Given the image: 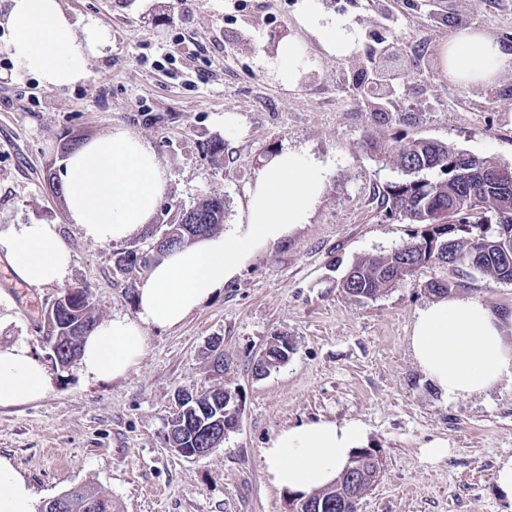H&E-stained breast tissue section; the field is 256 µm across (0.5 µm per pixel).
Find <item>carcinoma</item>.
Listing matches in <instances>:
<instances>
[{
	"mask_svg": "<svg viewBox=\"0 0 512 512\" xmlns=\"http://www.w3.org/2000/svg\"><path fill=\"white\" fill-rule=\"evenodd\" d=\"M401 168L411 178L395 182L385 189L390 212L422 229L400 247L379 255L357 258L342 276V290L361 300H374L429 264H455L454 270L467 275L471 259H477L479 272L504 283H512V165L467 153L443 142L417 139L395 145ZM225 202L220 195L210 196L191 208L182 209L176 221L158 225L169 235L171 247L187 244V235L195 224L209 226L215 234L224 224ZM71 310L58 312L56 325L46 336L56 342L57 362L66 366L80 355L81 344L74 340L82 327H92L95 318L88 289L74 291ZM235 394L222 385L214 391L211 412L204 421L224 415V403ZM186 416L178 414L169 422V434L182 448L207 447L205 429L183 427ZM365 475L349 479L340 476L319 490L332 507L325 512H355L359 501L379 480V464L365 465ZM73 507L90 497L96 512H115L112 498L92 485L67 492Z\"/></svg>",
	"mask_w": 512,
	"mask_h": 512,
	"instance_id": "1",
	"label": "carcinoma"
}]
</instances>
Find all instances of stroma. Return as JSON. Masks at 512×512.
Segmentation results:
<instances>
[{
    "mask_svg": "<svg viewBox=\"0 0 512 512\" xmlns=\"http://www.w3.org/2000/svg\"><path fill=\"white\" fill-rule=\"evenodd\" d=\"M81 22L110 36L89 80L61 91L11 77L0 26V232L50 224L68 247L64 284L0 287V347L25 344L46 366L50 386L35 402L0 406V456L44 502L83 484L111 496L118 512H288L289 496L269 482L262 448L283 429L330 420L360 423L382 460L377 484L358 512H512L494 481L512 456V381L445 399L421 373L408 336L431 300L428 283L451 278L426 265L372 301H356L339 281L353 260L387 253L416 232L389 211L388 184L403 180L398 139H432L512 165V66L497 86L466 96L438 67L450 28L436 24L432 0H322L324 14L358 29V58L376 57L395 74L390 111L407 121L373 122L344 61L311 47V65L294 91L271 70L278 43L306 38L301 0H61ZM469 22L512 43V0H451ZM238 119L235 133L225 115ZM125 126L153 145L167 171L154 219L219 194L225 226L238 223L262 161L283 147L327 164L321 203L306 224L258 252L224 288L179 326L150 328L146 348L114 381L61 367L44 329L48 307L70 287L90 290L96 321L134 316L132 288L145 268L115 270L116 252L151 243L87 240L57 194L71 141ZM222 140L224 164L202 153ZM457 294L512 312V283L465 277ZM288 337L286 364L255 375L254 360L274 337ZM221 340L225 371L211 366ZM228 383L239 422L208 456L188 459L167 445L178 392ZM447 442L427 460L422 448Z\"/></svg>",
    "mask_w": 512,
    "mask_h": 512,
    "instance_id": "35a3bbf8",
    "label": "stroma"
}]
</instances>
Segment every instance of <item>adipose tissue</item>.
Wrapping results in <instances>:
<instances>
[{
    "mask_svg": "<svg viewBox=\"0 0 512 512\" xmlns=\"http://www.w3.org/2000/svg\"><path fill=\"white\" fill-rule=\"evenodd\" d=\"M5 19L15 75L48 89L85 82L92 59L104 56L109 45L101 28L78 24L61 0H9ZM299 23L337 59H347L358 46L350 20L324 15L317 0H303ZM439 58L452 82L488 88L512 65V46L462 26L441 45ZM308 64L307 43L291 37L278 45L271 67L290 90ZM62 179L70 219L86 239L101 244L142 235L168 189L154 147L123 126L70 154ZM327 179V166L302 150L285 148L266 160L247 194L243 222L163 254L137 288L135 315L98 323L84 338L82 371L98 381L126 375L144 353L147 329L180 325L259 250L307 223ZM0 249L26 284H59L69 273V250L50 225L14 226L0 233ZM409 343L420 370L447 399L512 380V347L505 342L503 320L475 298L453 296L425 305ZM48 387L45 366L26 345L0 347V406L38 400ZM365 440L356 422L321 420L284 429L263 451L268 479L281 491L311 493L332 484ZM35 504L31 487L0 457V512H36Z\"/></svg>",
    "mask_w": 512,
    "mask_h": 512,
    "instance_id": "ef3b65f1",
    "label": "adipose tissue"
}]
</instances>
